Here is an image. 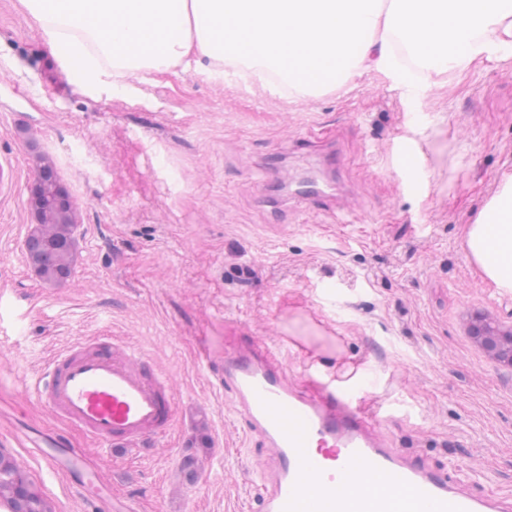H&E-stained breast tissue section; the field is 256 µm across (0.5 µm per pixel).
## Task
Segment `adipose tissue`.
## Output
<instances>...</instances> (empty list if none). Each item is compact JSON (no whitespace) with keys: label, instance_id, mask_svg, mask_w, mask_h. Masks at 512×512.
Wrapping results in <instances>:
<instances>
[{"label":"adipose tissue","instance_id":"obj_1","mask_svg":"<svg viewBox=\"0 0 512 512\" xmlns=\"http://www.w3.org/2000/svg\"><path fill=\"white\" fill-rule=\"evenodd\" d=\"M78 86L174 68L219 80L271 74L296 93L371 71L405 45L425 77L467 76L512 48V0H19ZM484 276L512 292V175L471 224Z\"/></svg>","mask_w":512,"mask_h":512}]
</instances>
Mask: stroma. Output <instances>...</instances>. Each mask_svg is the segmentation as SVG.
<instances>
[{
    "label": "stroma",
    "mask_w": 512,
    "mask_h": 512,
    "mask_svg": "<svg viewBox=\"0 0 512 512\" xmlns=\"http://www.w3.org/2000/svg\"><path fill=\"white\" fill-rule=\"evenodd\" d=\"M421 153L397 172L402 144ZM337 152L340 166L323 163ZM332 183L313 208L263 194L270 153ZM77 205L75 273L43 281L25 240L41 161ZM512 173V62H484L410 92L381 72L353 90L298 97L173 69L80 89L19 0H0V448L53 512H99L23 434L63 433L137 512H258L270 460L243 432L201 351L288 338L300 375L370 377L386 431L462 492L512 502V368L471 338L481 314L512 327V293L481 274L466 229ZM361 196L347 228L341 199ZM260 269L243 283L231 266ZM97 336H117L165 373L179 406L167 434L111 450L49 414L23 379ZM198 459L183 472L186 456Z\"/></svg>",
    "instance_id": "1"
}]
</instances>
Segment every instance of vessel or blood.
Wrapping results in <instances>:
<instances>
[{
  "instance_id": "b4317fda",
  "label": "vessel or blood",
  "mask_w": 512,
  "mask_h": 512,
  "mask_svg": "<svg viewBox=\"0 0 512 512\" xmlns=\"http://www.w3.org/2000/svg\"><path fill=\"white\" fill-rule=\"evenodd\" d=\"M299 196L320 205L326 185L296 182ZM98 352L56 356L39 375L33 393L69 426L106 446L167 433L177 401L165 379L147 380L146 355L116 338L101 337ZM204 361L236 402L248 433L261 438L274 460L260 478L259 512H497L491 499L463 494L447 472L408 460L391 447L382 409L364 406L355 386L319 381L305 394L290 377L275 346L253 339ZM31 448L56 470L88 481L102 512H134L130 500L113 497L109 471L89 468L84 454L62 436L28 435ZM372 482L375 492L345 500L342 476Z\"/></svg>"
}]
</instances>
